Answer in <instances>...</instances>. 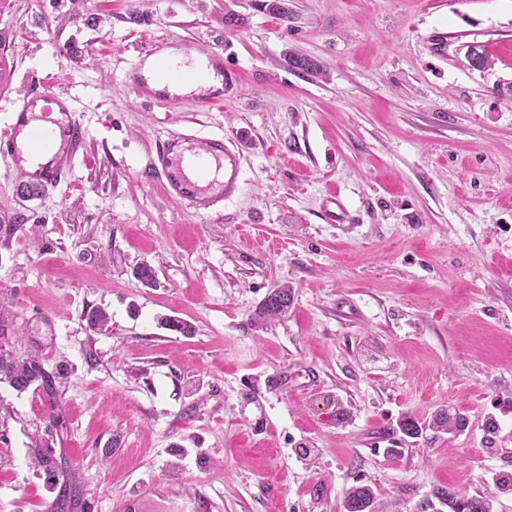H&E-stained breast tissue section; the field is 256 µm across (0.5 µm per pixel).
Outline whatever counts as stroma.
<instances>
[{
	"label": "stroma",
	"instance_id": "35a3bbf8",
	"mask_svg": "<svg viewBox=\"0 0 512 512\" xmlns=\"http://www.w3.org/2000/svg\"><path fill=\"white\" fill-rule=\"evenodd\" d=\"M270 2L0 0V130L35 84L76 96L89 129L49 192L20 195L0 161L11 348L68 368L51 444L77 477L67 512H345L360 484L374 512H432L438 487L512 512V0ZM146 36L222 55L223 106L137 97L123 79ZM171 134L243 153L220 215L143 177ZM332 191L346 223L322 219ZM284 286L287 314L257 320ZM0 397V512H58L30 464L46 401ZM443 408L468 427L434 431Z\"/></svg>",
	"mask_w": 512,
	"mask_h": 512
}]
</instances>
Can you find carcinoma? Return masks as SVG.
<instances>
[{
    "label": "carcinoma",
    "instance_id": "cac0c4a2",
    "mask_svg": "<svg viewBox=\"0 0 512 512\" xmlns=\"http://www.w3.org/2000/svg\"><path fill=\"white\" fill-rule=\"evenodd\" d=\"M293 301L292 290L288 287L278 288L268 293L261 302L256 317L259 319H274L288 313ZM89 330L101 333L107 330L109 316L102 309H94L87 314ZM13 323L5 309L0 307V382H5L17 392H24L30 387L40 391L48 403L49 411L45 421L46 431L57 427L58 418L54 414V408L59 396V380L65 376L61 366L49 371L43 361L36 355L18 356L10 349V335ZM467 425L464 416L457 412H448L442 409L435 413L432 419V427L439 432H448V428L454 426L458 431H463ZM49 447L47 440L43 439L35 443L34 454L31 462L39 470L48 475L51 484H56V462L52 455L46 451ZM434 498L448 512H493L492 496L463 497L447 488L438 487L433 490ZM374 492L368 485H358L348 493L347 505L349 512H368L373 507Z\"/></svg>",
    "mask_w": 512,
    "mask_h": 512
}]
</instances>
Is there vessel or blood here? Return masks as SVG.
I'll return each instance as SVG.
<instances>
[{"instance_id":"1","label":"vessel or blood","mask_w":512,"mask_h":512,"mask_svg":"<svg viewBox=\"0 0 512 512\" xmlns=\"http://www.w3.org/2000/svg\"><path fill=\"white\" fill-rule=\"evenodd\" d=\"M143 49L145 55L158 56L159 80L171 85L189 81V74L161 59L156 40H145ZM208 63L220 84L197 88L189 95V102L200 109L223 104L224 89L233 83L232 75L224 71L223 60L212 56ZM87 134L67 94H48L33 88L19 100L0 134V159L18 163L27 154H51V162L39 165L28 175L31 186L47 192L72 172ZM242 167L241 153L220 134L201 141L184 135L167 136L159 141L151 163L152 171L164 176L171 197L208 214L220 213L225 201L238 194Z\"/></svg>"}]
</instances>
